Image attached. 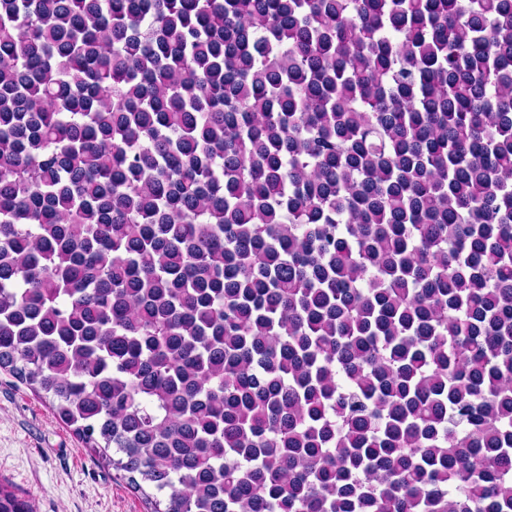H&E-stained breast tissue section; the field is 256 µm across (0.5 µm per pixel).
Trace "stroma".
<instances>
[{
    "label": "stroma",
    "mask_w": 512,
    "mask_h": 512,
    "mask_svg": "<svg viewBox=\"0 0 512 512\" xmlns=\"http://www.w3.org/2000/svg\"><path fill=\"white\" fill-rule=\"evenodd\" d=\"M0 486L35 512H148L143 496L83 448L25 385L0 373Z\"/></svg>",
    "instance_id": "1"
}]
</instances>
